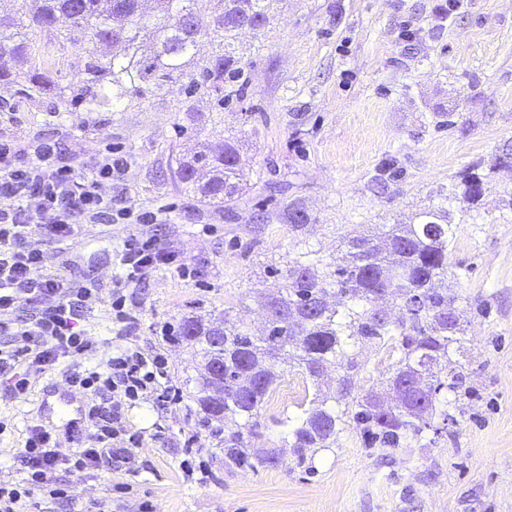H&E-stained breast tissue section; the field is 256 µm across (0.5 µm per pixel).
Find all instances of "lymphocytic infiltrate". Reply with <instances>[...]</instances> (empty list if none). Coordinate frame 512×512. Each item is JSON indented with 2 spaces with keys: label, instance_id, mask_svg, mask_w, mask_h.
<instances>
[{
  "label": "lymphocytic infiltrate",
  "instance_id": "1",
  "mask_svg": "<svg viewBox=\"0 0 512 512\" xmlns=\"http://www.w3.org/2000/svg\"><path fill=\"white\" fill-rule=\"evenodd\" d=\"M127 165L126 157L110 148L75 167L63 161L53 139L41 138L23 149L0 142V335L11 339L9 346L0 347V375L18 396L27 393L31 380L54 370L68 387L112 394L111 406L89 407L85 446L74 453H62L51 430L30 427L21 453L28 477L18 485L0 484V512H21L38 495L65 497V490L52 481L59 467L86 469L112 457L124 458V403L169 397L168 361L159 351L123 347L104 367H86L96 346L82 322L98 290L48 272L42 250L30 240L34 224L40 225L45 240L58 245L81 238L88 224L135 225V232L113 252L110 302L117 337L132 335L138 319L126 306V289L157 268L180 271L184 265L178 247L147 231L150 225L165 223L167 206L117 208L105 192V185L120 178Z\"/></svg>",
  "mask_w": 512,
  "mask_h": 512
}]
</instances>
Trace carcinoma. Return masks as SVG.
Wrapping results in <instances>:
<instances>
[{
    "instance_id": "1",
    "label": "carcinoma",
    "mask_w": 512,
    "mask_h": 512,
    "mask_svg": "<svg viewBox=\"0 0 512 512\" xmlns=\"http://www.w3.org/2000/svg\"><path fill=\"white\" fill-rule=\"evenodd\" d=\"M277 0H154L153 18L140 12L141 0H0V83L12 84L24 99L54 100L59 107L85 112H110L127 106L166 82L188 78L185 94L216 97L217 107L243 99L248 84L236 39L239 26L265 30ZM41 35L87 54L84 72L62 84L55 62H34V40ZM215 42L214 55L197 56L198 40ZM171 169L179 186L201 202L229 211L245 190L239 170V141L226 137L204 154L175 159ZM482 174L471 167L453 179V199L475 203L482 193ZM292 229L309 216L295 204L283 210ZM453 229L448 210L434 208L417 221L395 224L384 237L347 240L343 263L328 271L318 260H299L288 267L285 292L263 297L267 334L252 336L218 318L205 322L183 318L180 339L201 347L203 368L197 378V401L204 422L224 427V465L247 462L244 430L265 397L273 391L279 361L296 363L312 379L328 361H338L343 374L331 396L310 399L293 428L289 448L305 458L311 448L336 442L344 412L336 406L351 395L358 364L350 341L370 342L397 353L391 389L404 393L402 402L383 405L369 394L356 401L353 419L373 443L395 449L427 430L439 434L454 422L448 411L432 425L436 403L456 392L459 368L454 355L463 334L458 297L435 282L448 276V247ZM385 293L400 300L403 316L395 321L375 308L374 296ZM223 339L214 340L216 329ZM224 378V397L212 394L210 372Z\"/></svg>"
}]
</instances>
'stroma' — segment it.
Here are the masks:
<instances>
[{"label":"stroma","instance_id":"1","mask_svg":"<svg viewBox=\"0 0 512 512\" xmlns=\"http://www.w3.org/2000/svg\"><path fill=\"white\" fill-rule=\"evenodd\" d=\"M237 45L247 91L219 123L214 100L186 99L179 81L122 112L54 114L0 88V141L51 137L76 165L113 145L129 162L113 196L135 209L168 205L166 223L149 231L188 258L187 273L163 267L127 291L138 319L129 344L161 348L179 402L124 406V421L141 436L131 463L57 470L70 499L41 500L40 512L75 504L89 512H512V168L492 166L512 145V0H459L453 11L448 0H277L268 28L243 32ZM227 136L241 142L246 183L228 212L167 178L171 156ZM388 160L401 175L376 186L372 177ZM472 165L485 176L479 200L445 201L451 177ZM291 202L310 217L296 230L281 218ZM441 205L454 230L447 283L461 296L464 325V377L448 406L454 424L382 451L367 447L349 418L335 444L298 463L288 448L292 421L315 383L284 365L246 448L276 452L278 464L225 469L224 435L203 426L197 403L202 356L156 329L201 315L259 333L262 294L284 286L303 252L335 264L348 238L384 235ZM129 231L92 224L62 250L31 228L48 270L97 283L87 311L97 346L90 367L118 346L112 250ZM352 352V398L385 393L393 359L367 343ZM86 402L55 371L21 398L0 380V482L24 478L19 455L31 425L52 429L63 453L81 447L70 421Z\"/></svg>","mask_w":512,"mask_h":512}]
</instances>
